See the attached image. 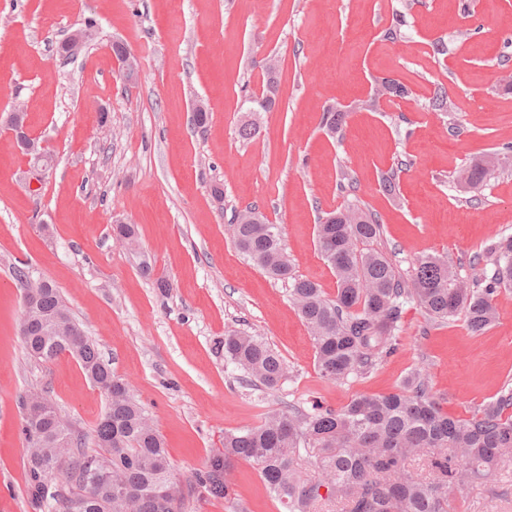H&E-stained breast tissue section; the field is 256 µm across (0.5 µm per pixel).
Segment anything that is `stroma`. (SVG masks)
Here are the masks:
<instances>
[{"label": "stroma", "mask_w": 512, "mask_h": 512, "mask_svg": "<svg viewBox=\"0 0 512 512\" xmlns=\"http://www.w3.org/2000/svg\"><path fill=\"white\" fill-rule=\"evenodd\" d=\"M90 20L87 41L60 56L59 44ZM393 24L402 37L389 42L382 32ZM437 39L448 45L439 58ZM116 42L138 57L134 77L121 73ZM272 54L276 105L248 113ZM382 77L404 83L408 96L350 113L331 138L324 107L366 98ZM440 85L446 115L429 106ZM200 101L210 111L203 128L192 121ZM18 103L55 162L31 192L30 165L0 127V512H37L25 490L20 397L49 389L86 432L107 405L70 354L46 364L27 357L19 267L56 285L149 411L181 512H230L223 498L191 493L188 480L225 431L259 425L267 412L386 394L417 366L454 417L512 384V289L495 297L497 320L479 336L463 316L434 324L408 303L394 354L366 377L324 382L287 282L239 252L231 232L235 211L255 207L281 225L295 275L332 297L336 276L316 226L355 198L379 216V246L401 271L435 255L478 278L474 256L512 236V167L477 190L452 175L512 145V0H0V114ZM246 115L259 128L250 142L237 136ZM401 159L411 165L391 197L381 176ZM346 176L356 195L342 191ZM118 222L136 226L135 245L113 238ZM234 330L283 356L290 376L278 391L240 382L218 349ZM225 479L249 512H286L252 462L237 460ZM453 506L512 512V479L455 493Z\"/></svg>", "instance_id": "35a3bbf8"}]
</instances>
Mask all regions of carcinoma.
Segmentation results:
<instances>
[{
	"mask_svg": "<svg viewBox=\"0 0 512 512\" xmlns=\"http://www.w3.org/2000/svg\"><path fill=\"white\" fill-rule=\"evenodd\" d=\"M275 68V60H267L265 89L247 99L249 111L275 106ZM407 93L405 85L383 77L352 109L376 112ZM347 116L341 105L323 109L330 136L343 132ZM508 158L512 146L474 159L455 180L476 187ZM232 235L241 253L288 282L313 341L315 368L332 384L369 374L396 349L406 302H416L436 323L462 313L467 329L480 335L496 320L497 293L512 288V236L475 257L491 265L492 274L473 282L458 278L447 259L435 256L417 258L404 275L387 252L370 247L381 240L383 224L357 204L328 213L317 225L318 250L336 274L333 298L294 274L280 225L251 210L236 218ZM15 276L22 284L20 332L30 358L46 363L69 353L107 397L90 435L62 418L50 391L20 398L30 501L49 512H179L167 451L148 410L112 372L58 288L32 280L24 268ZM223 348L225 360L267 390L279 389L288 378L281 354L254 335L233 331ZM34 395L42 402L37 417L27 411ZM238 459L256 466L267 494L288 512H331L337 504L343 512H453L451 492L481 485L512 464V386L471 416L453 417L441 410L420 367L395 391L357 395L338 409L271 411L258 426L224 432L223 450L193 476L191 489L224 497L232 512H247L233 503L224 479Z\"/></svg>",
	"mask_w": 512,
	"mask_h": 512,
	"instance_id": "1",
	"label": "carcinoma"
}]
</instances>
